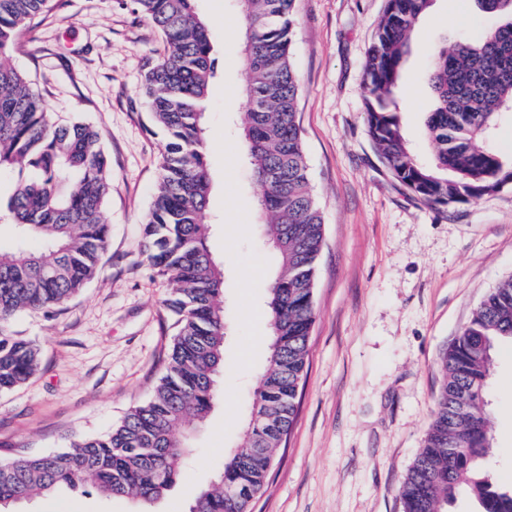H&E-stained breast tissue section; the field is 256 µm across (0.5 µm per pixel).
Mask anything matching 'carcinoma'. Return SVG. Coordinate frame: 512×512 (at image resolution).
I'll list each match as a JSON object with an SVG mask.
<instances>
[{"instance_id": "1", "label": "carcinoma", "mask_w": 512, "mask_h": 512, "mask_svg": "<svg viewBox=\"0 0 512 512\" xmlns=\"http://www.w3.org/2000/svg\"><path fill=\"white\" fill-rule=\"evenodd\" d=\"M294 2L239 0L248 74L241 129L261 187L264 241L278 262L265 284L268 357L250 415L278 428L260 434L246 424L240 445L186 512H251L298 413L324 223L297 121ZM476 2L501 23L437 49L426 76L433 98L424 121L433 144L429 160L406 139L395 93L411 33L433 0H386L365 56L369 135L395 179L431 205L475 201L512 185V156L487 144L512 106V0ZM134 3L166 43L141 84L154 121L169 136L144 238L150 265L169 285L166 305L176 333L152 396L108 433L75 439L58 453L1 459L0 508L87 484L112 499L158 500L183 474L188 434L210 413L224 376V264L207 246L211 177L203 121L214 47L195 0ZM52 9L51 0H0V169L18 172L13 192L0 201V227H11L19 241L0 248V393L25 383L41 360L35 341L9 333L10 321L80 294L98 274L110 237L104 206L111 162L101 134L81 122H52L13 63L31 21ZM28 239L40 240L41 248L26 249ZM509 351L512 277L490 290L442 354L434 417L398 487L403 512H445L464 491L479 512H512V490L494 483L486 469L492 435L485 394L496 359ZM226 485L239 489V500L225 498Z\"/></svg>"}]
</instances>
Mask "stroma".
<instances>
[{
    "mask_svg": "<svg viewBox=\"0 0 512 512\" xmlns=\"http://www.w3.org/2000/svg\"><path fill=\"white\" fill-rule=\"evenodd\" d=\"M210 25L217 72L205 104L212 188L208 247L224 263L225 376L187 468L151 512H186L197 488L239 444L266 365L268 273L259 189L239 134L247 83L235 0H196ZM386 0H295L292 61L298 120L311 185L324 218L314 287L315 322L298 416L278 448L251 512H402L398 485L432 420L444 350L483 298L512 275V185L492 196L429 206L382 162L368 135L363 62ZM494 15L474 0H434L412 36L397 102L423 158L425 75L442 40L476 37ZM165 43L133 0H57L14 55L51 120L98 128L109 156L105 214L111 226L100 272L48 318L21 314L18 335L41 348L36 375L0 394V446L26 455L61 451L108 433L146 401L175 332L167 285L142 253L164 131L141 93L144 66ZM493 444L487 470L512 486V357H500L488 388ZM86 487L16 504V512H138Z\"/></svg>",
    "mask_w": 512,
    "mask_h": 512,
    "instance_id": "stroma-1",
    "label": "stroma"
}]
</instances>
